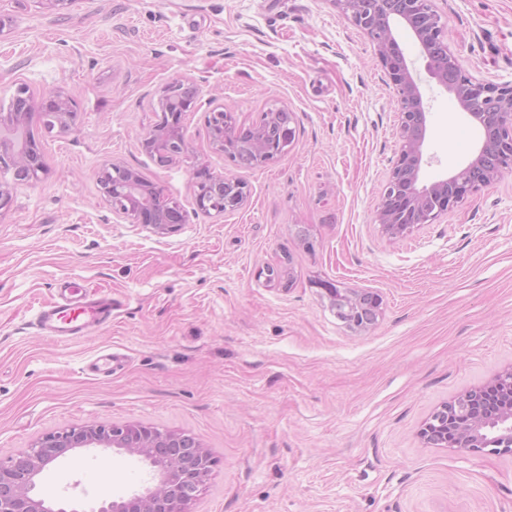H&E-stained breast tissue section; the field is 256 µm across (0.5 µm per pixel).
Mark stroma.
Returning a JSON list of instances; mask_svg holds the SVG:
<instances>
[{
  "instance_id": "1",
  "label": "stroma",
  "mask_w": 512,
  "mask_h": 512,
  "mask_svg": "<svg viewBox=\"0 0 512 512\" xmlns=\"http://www.w3.org/2000/svg\"><path fill=\"white\" fill-rule=\"evenodd\" d=\"M463 71L512 82V0H434ZM393 34L427 117L420 184L477 155L482 130ZM195 83L187 155L140 143L162 88ZM77 105L67 132L30 128L45 174L0 168V461L43 434L141 423L199 439L218 464L191 512H512V458L424 446L442 404L512 367V170L406 237L375 220L397 159L395 93L374 46L330 0H0V108L20 86ZM296 131L276 162L241 168L211 144L212 107ZM108 159L156 182L186 215L160 236L117 219ZM205 167L247 184L244 204L197 210ZM280 268L268 280L266 267ZM380 296L375 322L339 320L322 282ZM111 295V322L68 341L35 315L65 285ZM121 370L91 374L99 353ZM114 449L75 452L42 489L95 512L151 485Z\"/></svg>"
}]
</instances>
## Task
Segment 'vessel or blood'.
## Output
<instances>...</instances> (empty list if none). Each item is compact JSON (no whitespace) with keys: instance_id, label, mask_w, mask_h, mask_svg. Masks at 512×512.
Instances as JSON below:
<instances>
[{"instance_id":"b4317fda","label":"vessel or blood","mask_w":512,"mask_h":512,"mask_svg":"<svg viewBox=\"0 0 512 512\" xmlns=\"http://www.w3.org/2000/svg\"><path fill=\"white\" fill-rule=\"evenodd\" d=\"M111 318V298L82 295L71 299L64 296L43 307L39 325L48 336L68 340L106 323Z\"/></svg>"}]
</instances>
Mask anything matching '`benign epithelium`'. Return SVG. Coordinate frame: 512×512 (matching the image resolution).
<instances>
[{
  "label": "benign epithelium",
  "instance_id": "benign-epithelium-1",
  "mask_svg": "<svg viewBox=\"0 0 512 512\" xmlns=\"http://www.w3.org/2000/svg\"><path fill=\"white\" fill-rule=\"evenodd\" d=\"M342 19L361 30L373 43L377 59L396 94L400 123L397 131L399 155L376 212V221L391 238H401L419 224L434 221L512 168V83L496 84L464 73L447 38L444 23L433 0H332ZM404 25L418 42L428 69L437 83L454 94L460 106L484 130L478 156L451 175L419 186L426 137V112L422 94L413 72L393 36V28ZM183 99L178 108L166 113L164 128L151 127L140 138L148 149L168 138L176 140L181 152L189 150L183 127L185 113L196 108L198 88L181 83ZM56 110L60 124H74L76 110L60 90L42 97H28L17 112L0 113V164L23 169L38 159V145L28 140L23 145L6 142V134L27 124L34 112ZM294 131L285 129L280 144L269 146L256 141L263 165L281 156L291 146ZM126 166L112 160L97 171V183L112 214L129 224H140L167 234L185 222V215L159 223L155 210L167 207L169 198L154 183L151 197L144 205L134 199L120 203L128 184L123 181ZM195 204L206 214L224 213V202L209 195L205 186L211 182L233 185L246 196L245 183L232 175L220 176L204 168L193 172ZM336 308L357 315L367 308V294H348L332 283L320 284ZM507 386L511 394L503 397L492 388ZM456 407L464 411L469 428L459 432L461 441L448 444V421L437 414L427 418L418 430L427 446L445 448L453 453L480 456L486 453L512 457V368L498 374L491 382L465 392L445 403L440 410ZM80 448H112L147 463L155 471L154 484L140 493L104 502L97 512H187L201 485L216 465L211 452L192 436L160 431L141 424L123 427L87 424L51 432L40 437L30 448L7 462L0 461V512H77L57 506L50 494L39 489L41 474L49 466Z\"/></svg>",
  "mask_w": 512,
  "mask_h": 512
}]
</instances>
